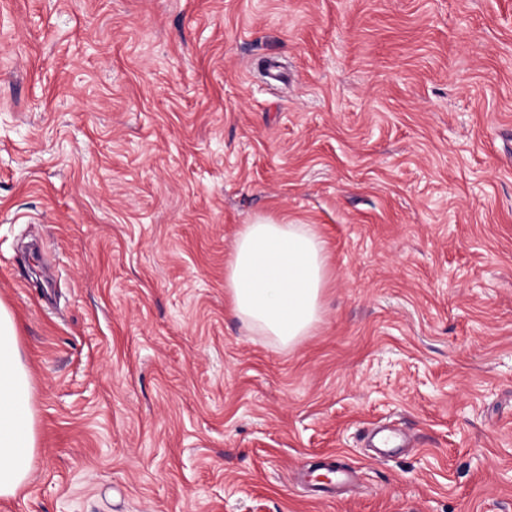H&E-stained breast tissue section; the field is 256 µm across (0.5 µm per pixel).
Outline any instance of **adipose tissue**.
<instances>
[{
    "instance_id": "1",
    "label": "adipose tissue",
    "mask_w": 512,
    "mask_h": 512,
    "mask_svg": "<svg viewBox=\"0 0 512 512\" xmlns=\"http://www.w3.org/2000/svg\"><path fill=\"white\" fill-rule=\"evenodd\" d=\"M329 273L325 243L308 224L259 216L242 225L224 267L235 315L282 347L310 335L321 320ZM33 383L12 311L0 301V499L27 486L38 448Z\"/></svg>"
}]
</instances>
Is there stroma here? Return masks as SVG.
Masks as SVG:
<instances>
[{"label":"stroma","mask_w":512,"mask_h":512,"mask_svg":"<svg viewBox=\"0 0 512 512\" xmlns=\"http://www.w3.org/2000/svg\"><path fill=\"white\" fill-rule=\"evenodd\" d=\"M262 215L329 256L290 349L224 288ZM0 301V512H512V0H0ZM33 390L14 315L0 301V499L17 497L35 470L39 443ZM375 448H380L378 457L386 459L400 451L401 448H409L406 439L388 426L374 428L368 437Z\"/></svg>","instance_id":"obj_1"}]
</instances>
